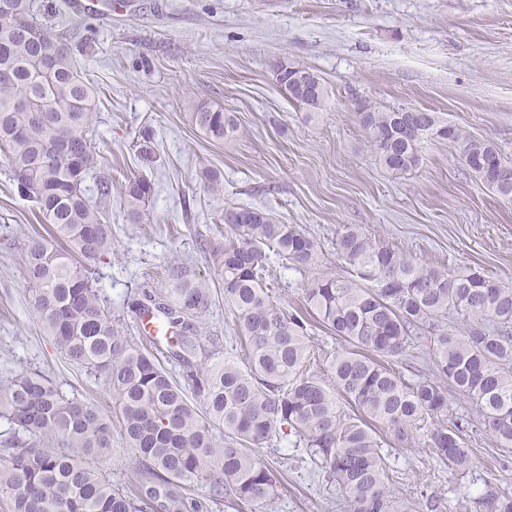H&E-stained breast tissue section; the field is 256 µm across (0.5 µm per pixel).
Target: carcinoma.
I'll list each match as a JSON object with an SVG mask.
<instances>
[{
	"mask_svg": "<svg viewBox=\"0 0 512 512\" xmlns=\"http://www.w3.org/2000/svg\"><path fill=\"white\" fill-rule=\"evenodd\" d=\"M33 4L6 0L0 7V154L51 234L28 235L25 272L43 331L70 362L105 377L115 394L120 434L134 451V480L127 488L116 485L94 464L111 452L108 414L64 395L40 371L13 372L0 378V420L9 425L0 495L11 512H211L226 495L264 504L275 495L278 471L253 449L287 432L346 493L349 512H397L385 435L404 444L422 430L439 463L459 474L474 467L463 426L445 424V380L512 456V283L470 266L423 263L372 241L355 224L335 242L351 273H319L303 289V306L290 310L269 294V259L306 267L315 263L319 243L266 210L224 211L230 234L212 256L224 275V303L248 343L245 366L196 362L214 291L182 263L170 265L162 288L146 294L152 306H135L166 333L165 357L183 367L184 382L144 344L128 339L79 263L112 252V182L97 175L92 139L96 94L67 37L38 22ZM275 73L291 103L305 112L327 109L331 91L315 71L282 60ZM356 114L385 169L404 173L428 143L442 141L473 176L512 199V161L445 113L358 101ZM190 121L215 141L236 130L222 107L202 105ZM152 193L147 179H126L128 220L140 221ZM450 312L491 327L446 329L439 322ZM316 323L350 345L333 357L326 378L307 369ZM424 331L431 333L436 378L407 381L389 361ZM342 400L354 416L344 413ZM200 484L209 486L208 495L196 493ZM458 506L512 512V491L490 487Z\"/></svg>",
	"mask_w": 512,
	"mask_h": 512,
	"instance_id": "1",
	"label": "carcinoma"
}]
</instances>
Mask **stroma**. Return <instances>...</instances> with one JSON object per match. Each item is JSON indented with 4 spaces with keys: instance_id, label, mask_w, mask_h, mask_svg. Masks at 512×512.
<instances>
[{
    "instance_id": "1",
    "label": "stroma",
    "mask_w": 512,
    "mask_h": 512,
    "mask_svg": "<svg viewBox=\"0 0 512 512\" xmlns=\"http://www.w3.org/2000/svg\"><path fill=\"white\" fill-rule=\"evenodd\" d=\"M43 2L49 28L72 30L96 91L93 137L100 172L112 180V253L91 270L130 338L144 328L129 302L161 287L167 266L182 262L215 293L204 335L219 336L220 357L243 360L211 256L224 244L225 209L241 205L300 225L321 247L315 267L271 260L272 295L291 307L318 270L342 271L336 235L350 224L427 263L478 266L512 282V200L469 174L444 142L428 144L409 171H386L353 106L364 99L444 112L512 159V0H112L107 17ZM283 59L331 85L330 108L311 115L288 101L274 73ZM203 104L236 116L233 137L218 142L191 124ZM207 168L219 173V190L202 180ZM134 176L153 185L137 223L121 195ZM40 228L0 158V376L39 370L64 393L113 409L104 380L65 359L35 316L22 256ZM460 416L469 421L471 473L439 464L419 432L385 445L391 487L409 512H457L488 480L512 490V461L502 462L479 413L449 390L448 418ZM256 454L279 472L272 502L228 499L215 512H347L345 493L313 471L303 449L274 441Z\"/></svg>"
}]
</instances>
